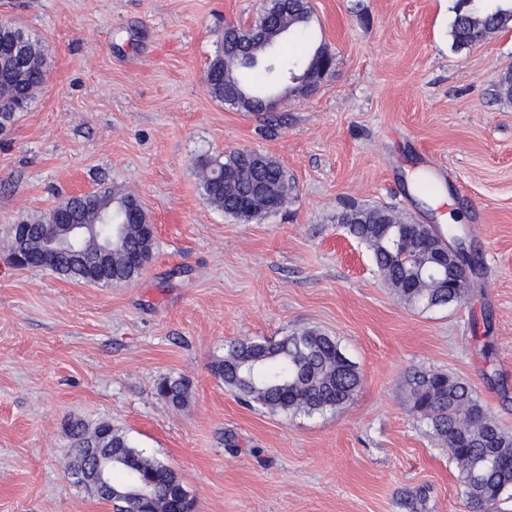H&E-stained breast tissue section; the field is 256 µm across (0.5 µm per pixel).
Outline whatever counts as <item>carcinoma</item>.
<instances>
[{
	"instance_id": "cac0c4a2",
	"label": "carcinoma",
	"mask_w": 512,
	"mask_h": 512,
	"mask_svg": "<svg viewBox=\"0 0 512 512\" xmlns=\"http://www.w3.org/2000/svg\"><path fill=\"white\" fill-rule=\"evenodd\" d=\"M451 35L458 48L480 42L512 27V0H459ZM311 22L305 0H267L253 27L239 30L233 37L220 39L205 77L207 93L224 102V88L242 92L236 107L245 112L264 111L263 100L276 87L300 91L292 85L308 71L317 50L308 48L290 54V42L302 39ZM29 46L24 70L0 80V131L11 127L31 106L43 83V58L37 56V43L22 27L0 23V72L10 68L11 55L19 40ZM272 165L269 175L279 179L270 207L280 208L291 191L282 165ZM240 152L231 151L224 160L210 159L199 165L205 199L216 209L240 223L261 219L251 213L254 207L248 192L237 185L224 187V174L240 167ZM65 217L92 226L84 247V258L67 252H45L44 241L55 235L50 214L29 221L36 236L26 244L29 266L49 270L63 278L92 282L90 264L97 247L113 243L112 278L99 282L103 287L129 283L140 273V266L127 261V254L151 247V239L140 211L128 203V195L104 188L82 197H70L55 207ZM345 234L365 244L372 252L378 273L397 291L405 304L422 309L457 304L463 290L481 269V258L469 250L459 229L448 225L445 236L423 225L408 228L387 207L353 206L336 215ZM211 372L250 403L261 404L272 412L312 416L347 404L361 386V373L343 352L335 337L317 329L295 331L277 341L238 339L224 345V357L211 362ZM160 396L174 406L185 403L189 384L183 379L165 378L158 383ZM410 410L426 423L434 436L448 446L449 456L458 466V482L467 509L483 505L494 512L502 496L512 490V470L496 465L489 457L492 443L502 453L512 454V433L483 413L473 388L440 370L415 369L407 379ZM69 471L77 469L83 448H110L120 456L112 463V488L126 491L132 470L152 482L156 493L153 512H174L175 503L167 495L170 486H182L178 475L142 449L126 435L100 422L90 428L80 421L71 424Z\"/></svg>"
}]
</instances>
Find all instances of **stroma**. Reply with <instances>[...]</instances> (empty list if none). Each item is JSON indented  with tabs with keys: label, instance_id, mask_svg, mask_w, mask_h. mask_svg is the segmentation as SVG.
Returning a JSON list of instances; mask_svg holds the SVG:
<instances>
[{
	"label": "stroma",
	"instance_id": "stroma-1",
	"mask_svg": "<svg viewBox=\"0 0 512 512\" xmlns=\"http://www.w3.org/2000/svg\"><path fill=\"white\" fill-rule=\"evenodd\" d=\"M262 0H0L46 59L0 133V512H116L68 476V426L111 422L180 477L197 512H468L457 465L409 410L413 369L476 389L512 432V28L455 47L457 0H311L332 74L272 112L208 95L225 26ZM278 159L293 190L248 224L204 198L196 163ZM434 181L425 194L421 179ZM137 196L151 261L101 287L8 261L12 224L74 193ZM461 225L483 268L459 304L405 305L336 222L346 200ZM314 328L361 386L322 414H273L209 369L234 339ZM165 377L191 385L179 408Z\"/></svg>",
	"mask_w": 512,
	"mask_h": 512
}]
</instances>
